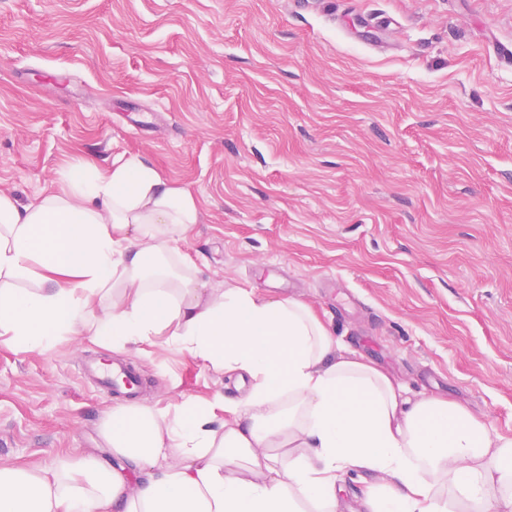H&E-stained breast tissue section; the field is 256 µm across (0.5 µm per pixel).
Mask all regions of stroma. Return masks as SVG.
Here are the masks:
<instances>
[{
	"label": "stroma",
	"instance_id": "35a3bbf8",
	"mask_svg": "<svg viewBox=\"0 0 512 512\" xmlns=\"http://www.w3.org/2000/svg\"><path fill=\"white\" fill-rule=\"evenodd\" d=\"M133 157L193 194L203 280L307 303L512 436V0H0V191ZM106 356L163 411L243 395L161 336L0 335V466L109 458Z\"/></svg>",
	"mask_w": 512,
	"mask_h": 512
}]
</instances>
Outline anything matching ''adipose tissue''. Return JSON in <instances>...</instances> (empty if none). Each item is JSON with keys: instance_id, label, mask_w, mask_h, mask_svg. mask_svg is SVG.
Returning <instances> with one entry per match:
<instances>
[{"instance_id": "ef3b65f1", "label": "adipose tissue", "mask_w": 512, "mask_h": 512, "mask_svg": "<svg viewBox=\"0 0 512 512\" xmlns=\"http://www.w3.org/2000/svg\"><path fill=\"white\" fill-rule=\"evenodd\" d=\"M198 221L192 193L141 158L83 163L29 204L0 192V335L41 351L167 335L247 387L172 413L113 407L111 461L0 466V512H343L342 477L364 470L383 481L357 512H512V437L409 396L300 300L176 277L175 244Z\"/></svg>"}]
</instances>
